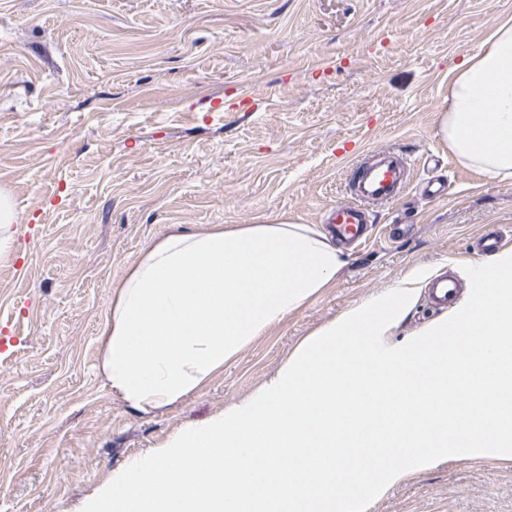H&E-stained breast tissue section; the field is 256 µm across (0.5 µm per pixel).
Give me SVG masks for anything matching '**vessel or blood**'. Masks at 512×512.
I'll use <instances>...</instances> for the list:
<instances>
[{
    "instance_id": "vessel-or-blood-1",
    "label": "vessel or blood",
    "mask_w": 512,
    "mask_h": 512,
    "mask_svg": "<svg viewBox=\"0 0 512 512\" xmlns=\"http://www.w3.org/2000/svg\"><path fill=\"white\" fill-rule=\"evenodd\" d=\"M410 163L395 152L369 151L366 163L358 165L353 179L352 202L327 211L324 223L333 225V237L340 245L367 242L372 209L399 199L407 186ZM461 297L457 277L448 270L430 277L427 300L430 308L448 310Z\"/></svg>"
}]
</instances>
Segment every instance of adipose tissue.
<instances>
[{
    "instance_id": "ef3b65f1",
    "label": "adipose tissue",
    "mask_w": 512,
    "mask_h": 512,
    "mask_svg": "<svg viewBox=\"0 0 512 512\" xmlns=\"http://www.w3.org/2000/svg\"><path fill=\"white\" fill-rule=\"evenodd\" d=\"M437 134L462 165L512 182V21L453 70ZM346 263L306 224L175 228L112 289L100 337L106 387L146 416L182 402Z\"/></svg>"
}]
</instances>
